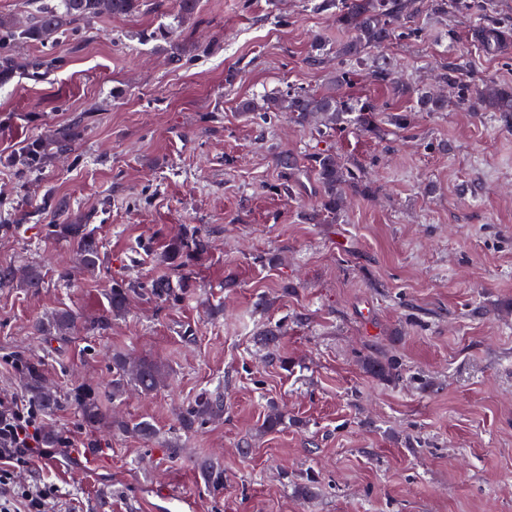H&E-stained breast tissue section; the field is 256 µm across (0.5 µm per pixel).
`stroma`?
<instances>
[{
	"label": "stroma",
	"mask_w": 512,
	"mask_h": 512,
	"mask_svg": "<svg viewBox=\"0 0 512 512\" xmlns=\"http://www.w3.org/2000/svg\"><path fill=\"white\" fill-rule=\"evenodd\" d=\"M429 2L415 36L371 58L421 88L458 56L475 79L512 86V42L487 55L469 16H437ZM170 10L149 0L74 25L36 81L25 63L44 49L18 45L20 67L0 87V269L43 273L35 290L0 285V396L28 394L11 360L40 364L61 397L43 427L75 441L17 483L59 486L57 512H512V124L453 99L370 135L263 121L241 103L328 90L347 37L334 12L200 0L182 27L193 56L176 66L148 37ZM73 122L69 156L30 173L15 163L29 139ZM322 149L364 173L334 224L309 219L312 175L278 190L279 156ZM50 196L98 238L96 276L52 233ZM191 231L204 249L174 273L161 254ZM163 277L176 298L151 295ZM116 283L136 286L119 316ZM59 309L79 314L76 329L37 335ZM275 326L272 348L260 333ZM116 354L162 362L168 387L113 398ZM373 354L397 360L395 375L368 372ZM79 384L105 412L152 421L156 438L86 424L70 401ZM213 391L223 419L182 428L180 413ZM274 406L284 421L268 431ZM204 458L222 464L223 489L205 485Z\"/></svg>",
	"instance_id": "stroma-1"
}]
</instances>
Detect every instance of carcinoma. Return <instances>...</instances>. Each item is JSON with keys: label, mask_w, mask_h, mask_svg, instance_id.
<instances>
[{"label": "carcinoma", "mask_w": 512, "mask_h": 512, "mask_svg": "<svg viewBox=\"0 0 512 512\" xmlns=\"http://www.w3.org/2000/svg\"><path fill=\"white\" fill-rule=\"evenodd\" d=\"M144 0H57V3L41 7L33 21L27 26L0 23V85L9 83L18 69L14 48L19 43H30L49 49L57 46L67 27L87 21L102 12L112 16L133 15L141 10ZM199 0H175L174 23L158 28L155 35L168 42L171 47V61L181 62L187 54L186 46L180 40L179 25L191 18ZM321 6L335 11L336 23L350 33L336 54L341 59V67L336 70L334 88L321 94H311L302 90H289L269 98L264 111L280 112L302 123L312 117H319L324 128L318 135L330 137L349 126L366 133L379 130V108L371 98L351 97L342 88L351 82L355 69L367 62V50L414 33L407 26L408 19L418 11L415 0H323ZM434 13L448 16L455 13H470L477 17L471 28V40L487 55L495 56L506 46L508 31L489 21L494 10L493 0H432ZM55 62L51 55L31 59L27 63L28 75L41 78ZM374 80L385 87L396 100H412L418 112H444L448 109V99L426 90L415 89L394 76L390 63L382 61L374 65ZM456 93L457 103L468 106L474 112H494L500 118L512 119V88L494 80L475 82L467 73L464 62H453L444 66L440 75ZM79 123L63 126L48 139H33L26 143L19 164L29 171L43 169L47 161L72 150ZM310 168L314 174L315 194L319 198V209L311 220L319 222L328 217L337 218L344 204V188L360 178V170L342 163L336 154L328 149L319 150L309 156ZM286 170L280 191L291 195L293 186L300 181L303 170L294 158L288 156L280 161ZM57 235L75 243L79 261L84 271L95 274L101 262L100 244L85 224H56ZM185 242L182 238L171 240L162 255V261L175 270L186 266L184 260ZM43 282L41 270L28 266L21 270L8 268L0 270V283H15L22 288H39ZM151 294L159 300L176 297L172 283L167 279H157L151 285ZM131 287L115 284L110 293L111 310L121 314L126 310ZM77 314L67 310H57L50 316L35 323V330L41 336H67L77 326ZM368 368L376 376L385 378L392 375L395 363L368 357ZM165 366L153 359L141 358L129 363L121 356L112 358V397L123 396L132 387L143 394L157 391L165 382ZM26 385L33 401L42 409L50 410L59 404L58 395L45 384L41 365L30 363L26 367ZM81 412L83 420L93 427H114L125 430L128 425L106 414L96 397L83 388L71 394ZM224 414V395L217 393L200 399L194 406L180 415L183 428L190 430L196 424L217 418ZM208 486L214 489L224 487V468L212 459L198 464Z\"/></svg>", "instance_id": "carcinoma-1"}]
</instances>
